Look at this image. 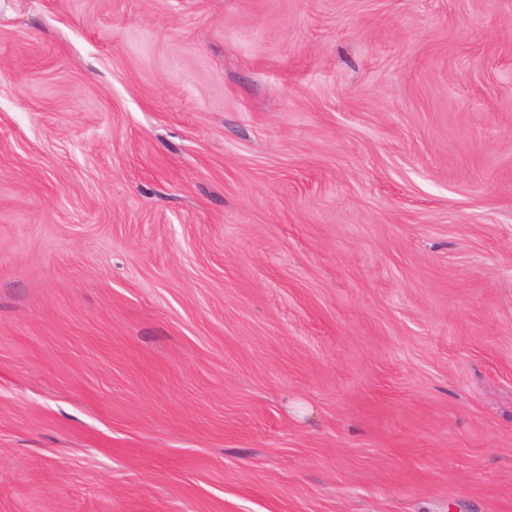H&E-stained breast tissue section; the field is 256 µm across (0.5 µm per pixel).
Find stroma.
I'll use <instances>...</instances> for the list:
<instances>
[{"instance_id": "obj_1", "label": "stroma", "mask_w": 512, "mask_h": 512, "mask_svg": "<svg viewBox=\"0 0 512 512\" xmlns=\"http://www.w3.org/2000/svg\"><path fill=\"white\" fill-rule=\"evenodd\" d=\"M0 512H512V0H0Z\"/></svg>"}]
</instances>
